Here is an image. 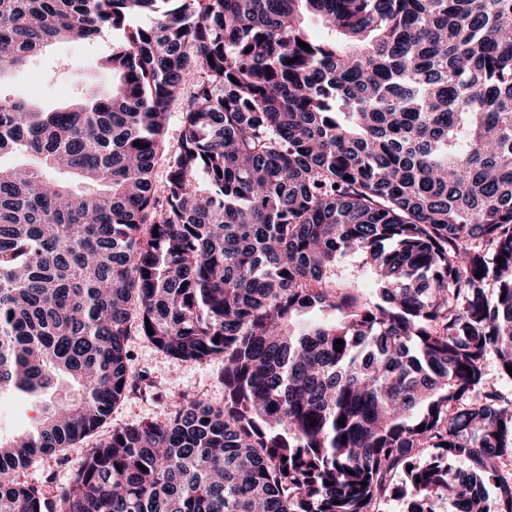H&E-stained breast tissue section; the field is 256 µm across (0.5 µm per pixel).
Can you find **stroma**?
<instances>
[{
    "label": "stroma",
    "instance_id": "1",
    "mask_svg": "<svg viewBox=\"0 0 512 512\" xmlns=\"http://www.w3.org/2000/svg\"><path fill=\"white\" fill-rule=\"evenodd\" d=\"M121 31H105L92 43L61 42L39 55L29 66L0 87V92L19 96L47 107L61 106L84 97L90 89L107 91L110 82L91 69L92 61L109 54L120 40ZM130 373L137 377V387L129 391L112 410L96 435L74 444L62 455L38 459L21 474L22 481L40 485L52 480L54 488L65 487L81 465L96 440L113 429L163 418L170 401L184 398L222 404L224 387L218 379L216 362L175 361L159 352L140 336L128 342ZM42 397L18 391L0 394V439L8 440L31 430L41 413Z\"/></svg>",
    "mask_w": 512,
    "mask_h": 512
}]
</instances>
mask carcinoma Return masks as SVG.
<instances>
[{"mask_svg": "<svg viewBox=\"0 0 512 512\" xmlns=\"http://www.w3.org/2000/svg\"><path fill=\"white\" fill-rule=\"evenodd\" d=\"M107 28L108 92L0 96V159L27 157L0 162V393L48 397L0 441V512H489V484L512 512V394L484 371L512 379V0H0V80ZM134 333L221 363L224 403L22 482L136 386Z\"/></svg>", "mask_w": 512, "mask_h": 512, "instance_id": "cac0c4a2", "label": "carcinoma"}]
</instances>
